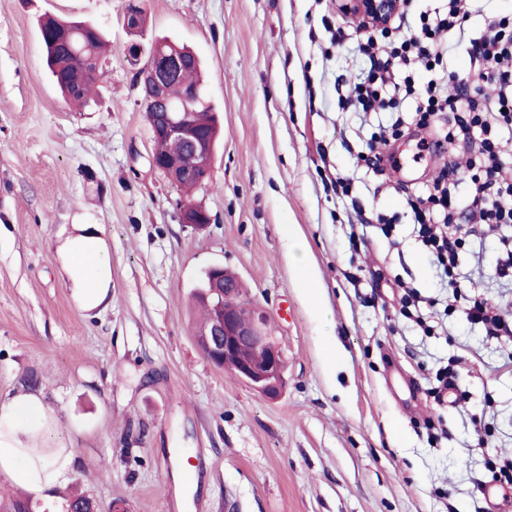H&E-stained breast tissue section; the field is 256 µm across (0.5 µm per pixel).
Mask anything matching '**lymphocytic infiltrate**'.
<instances>
[{
    "label": "lymphocytic infiltrate",
    "instance_id": "obj_1",
    "mask_svg": "<svg viewBox=\"0 0 512 512\" xmlns=\"http://www.w3.org/2000/svg\"><path fill=\"white\" fill-rule=\"evenodd\" d=\"M474 0H447L423 12L389 45L360 43L370 67L343 103L362 113L395 112L392 131L404 124L402 104L416 97L412 122L425 128L421 149L447 153L446 166L426 195L410 200L420 245L434 258L447 286H456L462 228L512 224V178L502 174L500 156L512 153V4L480 28L470 24ZM462 48L467 76L447 70L443 56ZM390 130V131H391ZM470 190L458 209L455 190Z\"/></svg>",
    "mask_w": 512,
    "mask_h": 512
}]
</instances>
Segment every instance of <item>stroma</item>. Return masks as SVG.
Wrapping results in <instances>:
<instances>
[{
	"instance_id": "stroma-1",
	"label": "stroma",
	"mask_w": 512,
	"mask_h": 512,
	"mask_svg": "<svg viewBox=\"0 0 512 512\" xmlns=\"http://www.w3.org/2000/svg\"><path fill=\"white\" fill-rule=\"evenodd\" d=\"M141 2L137 35L123 24L128 0H0V397L34 376L56 417L39 444L74 449L67 487L97 512H512V491L482 493L489 461L512 459V337L487 338L460 306L424 334L377 278L447 305L408 199L448 157L405 134L390 148L414 179L357 163L364 140L392 123L338 106L337 78L367 69L358 20L336 0ZM48 14L106 36L108 77L85 108L44 65ZM157 38L201 58L222 125L193 192L213 219L203 231L180 222L179 195L150 162L141 65L127 47ZM336 175L348 194L326 188ZM379 213L394 217L391 236L359 227ZM77 224L97 225L112 267V302L90 316L58 252ZM293 229L323 308L288 253ZM497 244L494 231L467 237L457 281L461 295L512 315V281L488 275ZM213 265L268 314L287 359L277 397L215 367L197 343L191 293ZM446 365L464 398L434 399ZM184 450L194 488L178 475Z\"/></svg>"
}]
</instances>
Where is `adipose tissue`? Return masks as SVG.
Instances as JSON below:
<instances>
[{"label":"adipose tissue","instance_id":"adipose-tissue-1","mask_svg":"<svg viewBox=\"0 0 512 512\" xmlns=\"http://www.w3.org/2000/svg\"><path fill=\"white\" fill-rule=\"evenodd\" d=\"M73 296L79 306L93 310L108 304L112 274L104 248L87 225L62 244ZM54 418L42 398L33 392L0 398V472L11 476L27 492H41L67 484L72 455H56L37 465L25 462L22 440L53 424Z\"/></svg>","mask_w":512,"mask_h":512}]
</instances>
